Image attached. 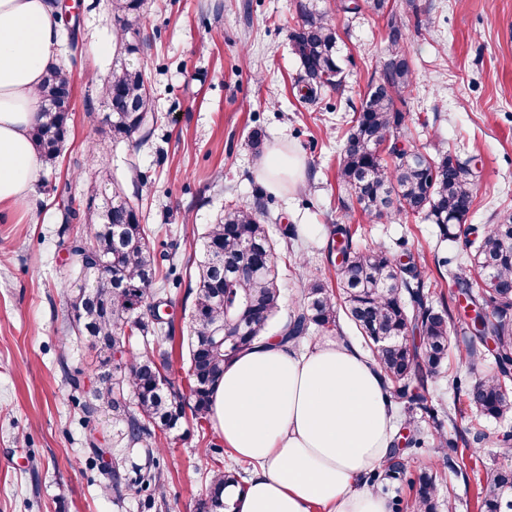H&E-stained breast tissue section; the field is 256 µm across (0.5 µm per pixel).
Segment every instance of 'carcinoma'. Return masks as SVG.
<instances>
[{
    "mask_svg": "<svg viewBox=\"0 0 512 512\" xmlns=\"http://www.w3.org/2000/svg\"><path fill=\"white\" fill-rule=\"evenodd\" d=\"M112 15L124 33L135 31L144 0H111ZM389 58L353 110L337 176L345 189L343 203H357L378 220L422 214L437 225L442 240L462 235L474 249L471 266L480 283L470 282L466 264L458 257L444 258L459 295L465 300L464 319L470 333L493 347L451 344L448 307L437 309L426 290V271L410 250L394 253L382 245L354 244L356 229L337 224L331 230L328 253L334 264L336 286L319 275L301 282L302 299L282 327L284 341L308 335L310 328L340 330L338 313L354 325L371 349L387 383L389 399L422 405L416 391L443 378L465 397L478 419H502L512 414V212L484 229L466 221L474 202L475 180L469 161L440 152L431 157L408 144L405 116L397 99L414 82L405 61L403 18H387ZM336 28L322 13L306 12L291 34L294 54L302 72L299 93L309 105L320 100L327 87L342 85V67ZM72 85L61 69L50 71L40 88L41 120L33 136L44 161L60 156L70 132ZM107 109L105 123L112 139H129L144 130L153 100L140 68L121 62L112 68L101 87ZM261 200L231 204L205 227L202 257L195 284L188 287L193 301L181 329L186 348L185 377H172L175 355V318L161 313L163 300H154L152 284L159 272L149 229L121 189L107 184L92 187L82 211L80 234L68 247V271L62 276L75 336L94 353L86 370L67 374V380L90 422L103 416L120 427L127 445L154 447L161 437L190 419L197 426L210 422L214 390L224 364L261 338L280 308L281 292L276 266L277 242L259 215ZM419 332V343L409 334ZM473 364L490 356L495 370L466 384L447 375L448 356ZM90 372V386L82 375ZM122 463L113 466L108 487L121 496L122 486L147 493L148 504L161 510L166 499L154 461L121 475ZM399 450L386 467L370 477L375 484L405 475ZM239 483L238 473L222 467L212 470L198 512H228L224 486ZM438 476L423 472L415 486L413 512H437ZM481 512H512V452L486 481H477Z\"/></svg>",
    "mask_w": 512,
    "mask_h": 512,
    "instance_id": "1",
    "label": "carcinoma"
}]
</instances>
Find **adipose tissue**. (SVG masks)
I'll list each match as a JSON object with an SVG mask.
<instances>
[{
    "mask_svg": "<svg viewBox=\"0 0 512 512\" xmlns=\"http://www.w3.org/2000/svg\"><path fill=\"white\" fill-rule=\"evenodd\" d=\"M62 23L55 0H0V206L34 190L38 93L60 65ZM211 418L256 465L244 487H225L232 512H390L368 478L392 451L395 409L377 363L347 337L302 349L260 338L225 364Z\"/></svg>",
    "mask_w": 512,
    "mask_h": 512,
    "instance_id": "ef3b65f1",
    "label": "adipose tissue"
}]
</instances>
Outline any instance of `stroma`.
Listing matches in <instances>:
<instances>
[{
    "mask_svg": "<svg viewBox=\"0 0 512 512\" xmlns=\"http://www.w3.org/2000/svg\"><path fill=\"white\" fill-rule=\"evenodd\" d=\"M339 0H145L139 47L154 110L146 133L133 142L112 140L102 120L100 89L114 56L98 53L116 41L110 0H80L75 36L59 52L71 74V132L54 165H42L29 202L0 207V512H152L144 495L103 493L102 462L88 443L96 435L113 456L142 463L117 430L89 432L66 373L86 364V346L64 343L68 306L59 278L64 243L78 228L68 203L85 204L92 185L112 182L133 201L155 245L175 254L183 286L171 289L172 311L190 305L187 281L202 254V233L225 205L266 202L264 220L277 238L280 310L267 329L279 335L298 307L306 271H333L327 244L336 224L353 225L358 245L395 248L405 242L422 253L430 276L438 260L464 251L443 242L421 214L386 223L359 206L344 207L338 157L352 115L389 55L388 12L406 23L404 49L415 82L397 104L417 145L430 154L449 151L471 162L476 198L468 222L481 228L512 211V0H359L360 12L338 11ZM336 24L344 70L342 91H326L315 105L300 102L301 72L289 34L302 8ZM260 149L281 148L302 162L298 185L268 190L256 168ZM295 227L298 238L282 242ZM426 409L400 413L398 435L433 432L442 422L451 439L467 441L470 474L444 465L432 441L403 445L410 477L429 466L442 470L441 493L455 512H477L476 479L502 462L500 435H512V415L487 424L493 436L477 439L474 416L454 399L447 380L429 384ZM219 447L225 468L242 465L215 426L182 424L155 451L169 512H196L205 492L206 461L200 433Z\"/></svg>",
    "mask_w": 512,
    "mask_h": 512,
    "instance_id": "obj_1",
    "label": "stroma"
}]
</instances>
